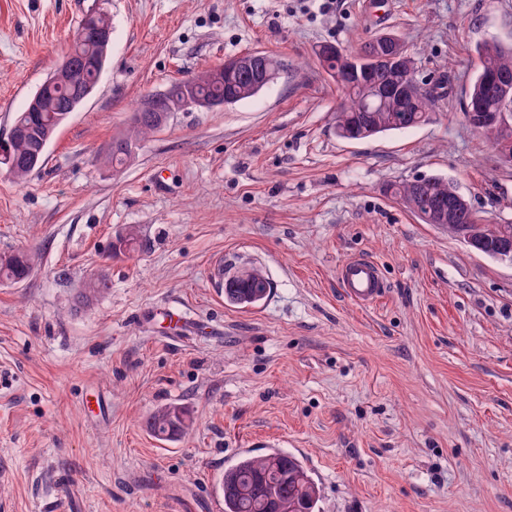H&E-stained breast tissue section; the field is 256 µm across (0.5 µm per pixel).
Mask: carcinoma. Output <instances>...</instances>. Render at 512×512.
<instances>
[{"label": "carcinoma", "instance_id": "carcinoma-1", "mask_svg": "<svg viewBox=\"0 0 512 512\" xmlns=\"http://www.w3.org/2000/svg\"><path fill=\"white\" fill-rule=\"evenodd\" d=\"M73 55L74 80L44 89V107L41 112H19L13 124L16 132L5 153L14 165L12 177L23 182L34 171L31 159L40 153L42 142L54 135L62 123L61 116L72 107L87 87L94 84L97 74L92 59L97 55V43L92 36L75 37L70 48ZM476 52L480 67L472 82L469 103L479 106L481 112L512 113V98L503 100L500 91L486 82L492 71L512 72V46L506 47L491 38L478 44ZM352 54L337 44H323L317 50L322 69L331 76L341 91V101L336 108V134L347 140H363L388 131L415 128L429 119L436 111L442 94L435 88L417 89L413 104L405 109L383 101L373 93L377 85L395 80L413 82L415 61L389 69L370 72L365 82L348 85L340 79L343 65ZM209 81L194 87L195 94L210 98L220 97L224 104L233 105L254 98L269 82L250 80L242 75H230L219 66L205 71ZM164 125L158 112H136L133 126L124 135L112 140L109 153L103 162L122 166L133 157L137 140ZM393 195L409 208L423 223L433 224L432 211L437 203L444 204L463 199L454 182L442 176L425 179V184L405 181L391 187ZM478 220L469 204H461L459 223L446 224L444 228L455 237L460 236L459 226ZM38 253L19 249L0 254V280L13 284L27 280ZM224 300L241 308L260 306L271 292V283L258 268H242L224 279ZM108 290V281L99 276L91 280L76 297L77 307L92 304ZM192 424L190 410L178 404L157 409L147 420V430L155 438L169 441L185 435ZM224 496V512H320L319 489L301 462L281 450L269 451L260 456H240L224 468L220 480Z\"/></svg>", "mask_w": 512, "mask_h": 512}]
</instances>
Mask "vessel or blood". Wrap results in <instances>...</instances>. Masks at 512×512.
<instances>
[{"mask_svg":"<svg viewBox=\"0 0 512 512\" xmlns=\"http://www.w3.org/2000/svg\"><path fill=\"white\" fill-rule=\"evenodd\" d=\"M337 280L344 298L361 308L374 307L387 291L378 264L364 255L343 260L337 269Z\"/></svg>","mask_w":512,"mask_h":512,"instance_id":"1","label":"vessel or blood"}]
</instances>
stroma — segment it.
<instances>
[{"label": "stroma", "instance_id": "35a3bbf8", "mask_svg": "<svg viewBox=\"0 0 512 512\" xmlns=\"http://www.w3.org/2000/svg\"><path fill=\"white\" fill-rule=\"evenodd\" d=\"M94 11L112 20L94 92L26 181L0 169V253L40 254L0 282V512H224L234 449L268 441L321 512H512V265L389 192L443 176L512 224V166L463 114L512 0H0V139ZM385 34L449 95L416 128L339 138L315 50ZM253 51L287 74L97 163L149 96ZM132 226L139 248L113 255ZM358 254L388 282L367 310L336 279ZM243 266L272 283L255 309L217 279ZM99 274L108 292L75 307ZM169 403L193 424L162 442L146 421Z\"/></svg>", "mask_w": 512, "mask_h": 512}]
</instances>
